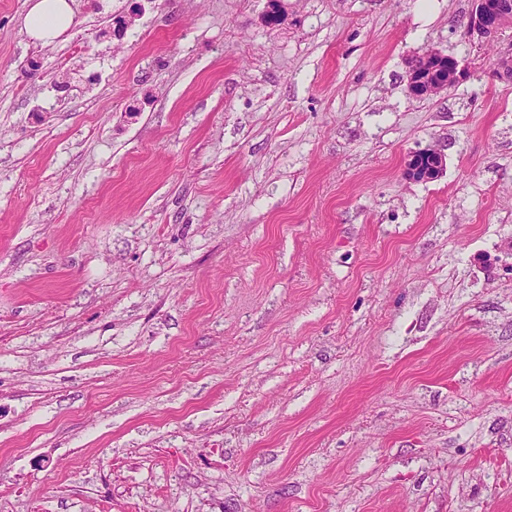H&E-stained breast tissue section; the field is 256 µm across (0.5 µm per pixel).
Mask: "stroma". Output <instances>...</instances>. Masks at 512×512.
<instances>
[{
    "label": "stroma",
    "instance_id": "35a3bbf8",
    "mask_svg": "<svg viewBox=\"0 0 512 512\" xmlns=\"http://www.w3.org/2000/svg\"><path fill=\"white\" fill-rule=\"evenodd\" d=\"M30 4L0 0V512H512V28L72 0L45 43ZM429 52L468 76L416 98ZM424 154L428 156L427 166L414 165L412 157L408 164V175L416 180H432L439 177L446 168L445 156L436 150H426Z\"/></svg>",
    "mask_w": 512,
    "mask_h": 512
}]
</instances>
